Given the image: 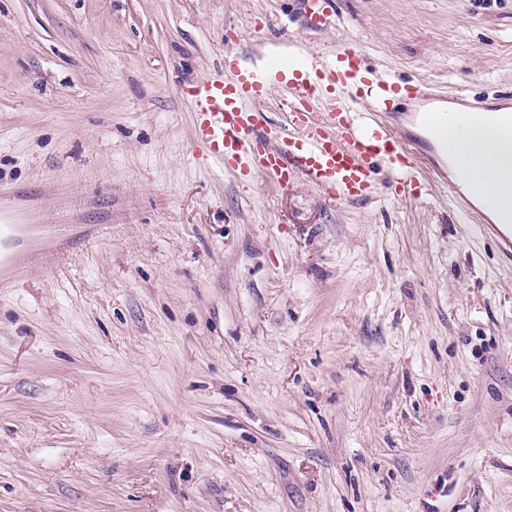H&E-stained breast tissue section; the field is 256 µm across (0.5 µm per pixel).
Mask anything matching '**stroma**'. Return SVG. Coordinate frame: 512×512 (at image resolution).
Returning a JSON list of instances; mask_svg holds the SVG:
<instances>
[{
    "label": "stroma",
    "instance_id": "1",
    "mask_svg": "<svg viewBox=\"0 0 512 512\" xmlns=\"http://www.w3.org/2000/svg\"><path fill=\"white\" fill-rule=\"evenodd\" d=\"M344 43L512 100V0H0V210L102 227L0 294V512H512V267L447 190L195 155L226 49Z\"/></svg>",
    "mask_w": 512,
    "mask_h": 512
}]
</instances>
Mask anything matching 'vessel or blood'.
<instances>
[{
	"label": "vessel or blood",
	"instance_id": "obj_1",
	"mask_svg": "<svg viewBox=\"0 0 512 512\" xmlns=\"http://www.w3.org/2000/svg\"><path fill=\"white\" fill-rule=\"evenodd\" d=\"M287 94L288 121L277 125L256 104L271 94L272 84ZM196 143L207 161L239 172L264 175L287 188L304 180L330 201L351 203L376 196L378 183L370 165L385 163L399 189L415 191L421 158L399 139L389 117L401 113L429 133L433 173L444 176L448 146L438 134L449 119L492 123L512 132V112L489 111L485 99L456 95L454 115L416 106L423 97L417 86L370 79L361 70V54L351 46L337 49L330 59L301 50L267 55L261 68L225 63L211 78L192 85ZM358 99L366 112L350 107ZM69 204L59 198L51 224H26L23 213L39 212V201L26 198L22 211L0 213V288L11 287L18 271L40 275L71 248L78 233L67 222ZM512 265V221L480 227Z\"/></svg>",
	"mask_w": 512,
	"mask_h": 512
}]
</instances>
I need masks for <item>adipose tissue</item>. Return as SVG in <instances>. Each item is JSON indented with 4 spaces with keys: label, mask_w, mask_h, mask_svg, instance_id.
<instances>
[{
    "label": "adipose tissue",
    "mask_w": 512,
    "mask_h": 512,
    "mask_svg": "<svg viewBox=\"0 0 512 512\" xmlns=\"http://www.w3.org/2000/svg\"><path fill=\"white\" fill-rule=\"evenodd\" d=\"M448 150L456 158L478 159L483 178L467 183L465 191L483 208L490 219H498L504 211H512V185H505L500 175L504 153L512 152V134L486 124L449 123Z\"/></svg>",
    "instance_id": "adipose-tissue-1"
}]
</instances>
